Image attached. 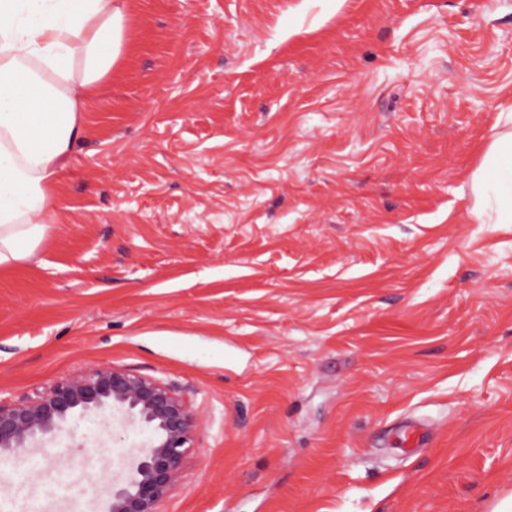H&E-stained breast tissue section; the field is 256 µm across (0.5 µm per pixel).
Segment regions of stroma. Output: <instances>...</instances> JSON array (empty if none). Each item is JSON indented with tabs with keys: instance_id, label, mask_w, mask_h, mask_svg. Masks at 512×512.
Instances as JSON below:
<instances>
[{
	"instance_id": "35a3bbf8",
	"label": "stroma",
	"mask_w": 512,
	"mask_h": 512,
	"mask_svg": "<svg viewBox=\"0 0 512 512\" xmlns=\"http://www.w3.org/2000/svg\"><path fill=\"white\" fill-rule=\"evenodd\" d=\"M502 112L512 0H130L62 219L0 271V402L100 364L188 392L161 512H494L512 224L472 175ZM144 439L61 431L67 489L0 463V512H100Z\"/></svg>"
}]
</instances>
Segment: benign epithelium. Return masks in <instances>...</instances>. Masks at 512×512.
<instances>
[{"label":"benign epithelium","mask_w":512,"mask_h":512,"mask_svg":"<svg viewBox=\"0 0 512 512\" xmlns=\"http://www.w3.org/2000/svg\"><path fill=\"white\" fill-rule=\"evenodd\" d=\"M116 412L153 438L129 457L123 479L112 484L105 512H160L194 447L198 420L184 395L138 372L98 365L25 401L0 403V459L40 450L66 426Z\"/></svg>","instance_id":"7a95c632"}]
</instances>
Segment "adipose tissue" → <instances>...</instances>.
Returning a JSON list of instances; mask_svg holds the SVG:
<instances>
[{
	"label": "adipose tissue",
	"mask_w": 512,
	"mask_h": 512,
	"mask_svg": "<svg viewBox=\"0 0 512 512\" xmlns=\"http://www.w3.org/2000/svg\"><path fill=\"white\" fill-rule=\"evenodd\" d=\"M126 0H0V268L33 259L57 216L56 181L86 105L121 54ZM472 177L512 223V113Z\"/></svg>",
	"instance_id": "ef3b65f1"
}]
</instances>
